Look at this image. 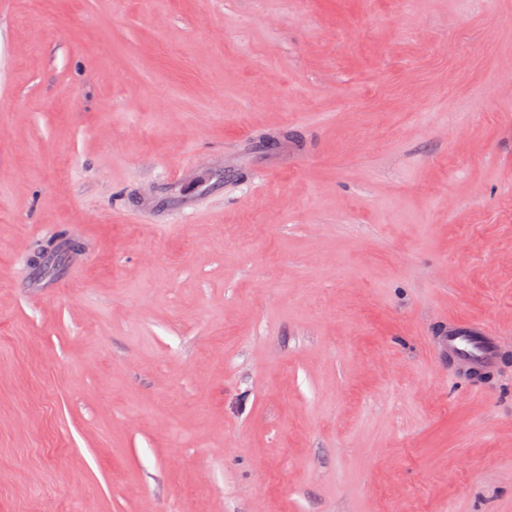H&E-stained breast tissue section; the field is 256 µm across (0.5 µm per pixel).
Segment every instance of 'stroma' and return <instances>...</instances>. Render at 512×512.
Masks as SVG:
<instances>
[{
    "mask_svg": "<svg viewBox=\"0 0 512 512\" xmlns=\"http://www.w3.org/2000/svg\"><path fill=\"white\" fill-rule=\"evenodd\" d=\"M0 243V512H512V0H0ZM503 336L488 327L472 323L454 324L446 336H442V346L460 361L481 370H490L497 360V347ZM473 368L474 379L488 378L486 373Z\"/></svg>",
    "mask_w": 512,
    "mask_h": 512,
    "instance_id": "stroma-1",
    "label": "stroma"
}]
</instances>
